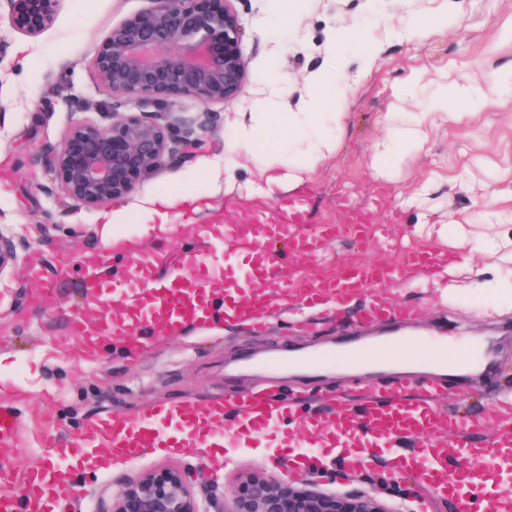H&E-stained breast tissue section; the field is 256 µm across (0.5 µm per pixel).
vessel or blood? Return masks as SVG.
Listing matches in <instances>:
<instances>
[{"instance_id": "b4317fda", "label": "vessel or blood", "mask_w": 512, "mask_h": 512, "mask_svg": "<svg viewBox=\"0 0 512 512\" xmlns=\"http://www.w3.org/2000/svg\"><path fill=\"white\" fill-rule=\"evenodd\" d=\"M306 194L283 197L274 213L255 205L246 223L228 224L223 230L203 224L199 233L206 247H223L232 252L248 249L245 267L224 270V288L215 292L213 275L206 261H198L193 273H177V260L161 263L145 248L134 254L128 283L137 295L130 310L131 327L143 335L156 337L158 329L178 332L193 323L216 320L240 321L263 327L267 315L283 309L280 294L269 287L281 265L280 256L267 249L269 241L288 236L294 253L314 254L322 243L333 238L335 226L324 224L310 229ZM430 250H407L401 262H376L343 266L336 272L300 283L303 305L316 309L331 303H346L357 294L385 282L400 280L405 270L427 266ZM86 298L97 302L112 289V279L96 268L89 269L84 281ZM71 333L86 352L97 347L101 335H118L122 329L108 321L88 326L74 317ZM497 346L482 342L444 344L435 370L424 373L419 394L404 399L378 387L366 391L362 401L349 405L342 396L329 398L325 408L301 412L277 398L275 390L238 397H224L201 406L186 402L178 406H155L135 420L103 417L85 428L72 441L56 443V455L68 461L87 450L109 449L112 456L131 459L146 448H220L228 425L240 434L279 430L288 419L303 417L307 439L321 448L336 449L345 469L355 473L368 459L367 447L385 448L399 475L413 479L426 491L438 496H454L461 512H512V495L494 496L486 466L512 475V425H500L489 442L478 445L472 433L483 423L450 411L439 397L445 384L479 385L496 366ZM321 360L316 355L289 357L287 362L259 361V368L277 373L282 368L313 370ZM18 434V419L10 405L0 404V463L6 448ZM56 467L36 466L24 476L25 512H59L63 497L54 485Z\"/></svg>"}]
</instances>
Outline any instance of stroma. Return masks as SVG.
<instances>
[{"mask_svg": "<svg viewBox=\"0 0 512 512\" xmlns=\"http://www.w3.org/2000/svg\"><path fill=\"white\" fill-rule=\"evenodd\" d=\"M152 6V0H59L52 22L36 37L13 31L7 0H0V225L18 226L24 239L18 263L0 272V403L11 404L21 435L0 482V493L23 501L22 476L50 456L49 440L66 442L103 414L137 418L154 405L193 401L208 404L224 396L270 386L269 373L238 368L241 359L268 357L291 348L318 351L328 369L310 379L288 376L278 389L301 410L321 405L332 394L357 401L372 385L394 387L395 370L340 371L339 344L354 335L360 309L380 299L392 308L414 310L420 333L414 357L431 364L441 337L465 343L506 329L499 366L512 375V301L492 304L478 288H453L447 273H413L382 285L348 305L305 310L289 303L286 312L267 318L264 329L235 322L194 325L181 334L157 339L128 356L103 345L98 357L85 358L70 336V320L84 313L83 273L76 257L101 254L108 247L103 224L142 245L157 246L187 260L199 246L197 228L251 215L245 196L254 179L244 166L246 149L231 117L249 122L257 101L296 106L308 77L332 68L351 87L348 116L339 146L301 185L315 224H345L358 210L370 211L384 233L364 242L341 235L316 254L283 265L279 279L290 284L376 257L398 259L405 247L439 248L437 224L457 221L468 236H487L490 251L478 260L484 278L503 276L502 255L512 252V0H295L289 16L274 12L269 0H232L243 28L242 52L248 80L227 103L202 104L174 99L173 111L207 119L203 145L181 154L154 178L138 184L125 199L85 206L68 198L47 164L64 143L73 122H100L102 113L131 111L113 103L96 81L93 59L112 28ZM445 14L451 26L434 19ZM366 30L379 44L367 63L356 50L336 54L331 46L343 28ZM417 80L411 108L396 100L397 89ZM474 84L487 94L472 120L428 123L424 146L393 176L380 174L376 153L383 121L408 124L443 84ZM192 184L201 192L193 211L172 216L168 240L155 242L153 221L140 205L144 198ZM43 274L33 280L26 269L32 257ZM68 272H60L64 259ZM447 404L472 416L493 411L512 416V391L486 383L475 389L453 386ZM302 420L287 428L288 448L263 444L261 437L242 445L194 455L175 448L143 449L133 459H111L103 470L77 467L65 512H107L113 492L140 473L175 468L197 493L215 489L232 497L239 477L259 471L287 486L289 448L297 447ZM319 489L338 494L366 491L396 512H455L451 498L433 497L421 506V487L397 478L392 469L371 462L362 473L345 471L341 459L308 474Z\"/></svg>", "mask_w": 512, "mask_h": 512, "instance_id": "1", "label": "stroma"}]
</instances>
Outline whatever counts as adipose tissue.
<instances>
[{
    "label": "adipose tissue",
    "instance_id": "obj_1",
    "mask_svg": "<svg viewBox=\"0 0 512 512\" xmlns=\"http://www.w3.org/2000/svg\"><path fill=\"white\" fill-rule=\"evenodd\" d=\"M485 101L483 90L470 85L442 87L430 100L427 111L415 113L408 126H387L380 143L379 159L385 170H399L404 159L421 150L422 127L431 116L456 106V120L476 114ZM346 93L333 72L318 74L307 89L299 111L273 112L259 106L250 125L239 127V138L250 149L249 163L254 176L267 186L297 187L308 180L315 168L334 154L338 135L345 118ZM287 142L291 155H283L279 144ZM436 234L449 249L460 257L449 263V273L472 270L478 256L486 250L479 239L467 238L458 224L440 225Z\"/></svg>",
    "mask_w": 512,
    "mask_h": 512
}]
</instances>
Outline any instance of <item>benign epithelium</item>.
Returning a JSON list of instances; mask_svg holds the SVG:
<instances>
[{
  "instance_id": "obj_1",
  "label": "benign epithelium",
  "mask_w": 512,
  "mask_h": 512,
  "mask_svg": "<svg viewBox=\"0 0 512 512\" xmlns=\"http://www.w3.org/2000/svg\"><path fill=\"white\" fill-rule=\"evenodd\" d=\"M11 28L36 36L51 22L59 0H7ZM224 6L205 10L200 0H153L149 11L106 35L93 59L99 84L136 103L155 102L150 115L110 112L109 123L75 122L49 159L63 193L87 205L124 199L137 184L199 145L206 125L177 118L162 105L172 97L203 104L236 98L247 79L237 14ZM20 238L0 227V273L15 265ZM288 495L261 472L243 475L233 508L224 512H393L368 492L336 495L298 477ZM217 498H198L181 471L162 468L128 479L108 512H210Z\"/></svg>"
}]
</instances>
